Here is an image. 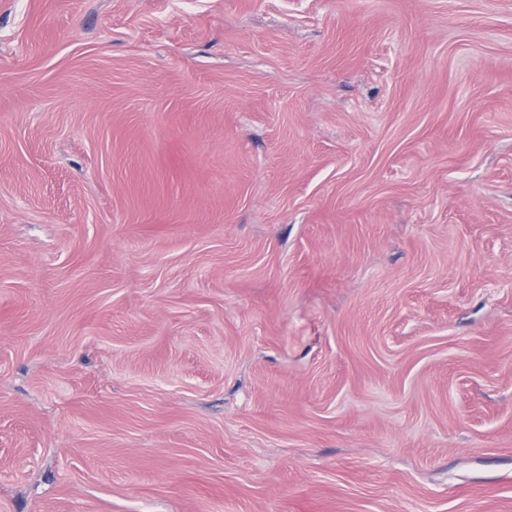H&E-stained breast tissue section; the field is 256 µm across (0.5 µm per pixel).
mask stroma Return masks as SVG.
I'll return each instance as SVG.
<instances>
[{
    "label": "stroma",
    "mask_w": 512,
    "mask_h": 512,
    "mask_svg": "<svg viewBox=\"0 0 512 512\" xmlns=\"http://www.w3.org/2000/svg\"><path fill=\"white\" fill-rule=\"evenodd\" d=\"M0 512H512V0H0Z\"/></svg>",
    "instance_id": "1"
}]
</instances>
